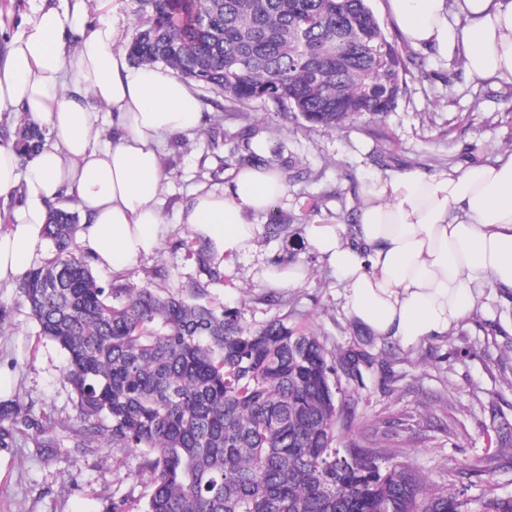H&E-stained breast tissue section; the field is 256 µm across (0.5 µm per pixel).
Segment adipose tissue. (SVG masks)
Listing matches in <instances>:
<instances>
[{
    "label": "adipose tissue",
    "instance_id": "adipose-tissue-1",
    "mask_svg": "<svg viewBox=\"0 0 512 512\" xmlns=\"http://www.w3.org/2000/svg\"><path fill=\"white\" fill-rule=\"evenodd\" d=\"M388 0L403 39L445 54L462 49L473 77L512 82V0ZM119 19L90 22L85 0L60 11L40 0L0 54V112H20L52 134L21 163L0 143V198L18 196L0 229V283L29 270L48 212L69 197L81 217L77 242L119 270L154 254L169 226L158 208L167 136L200 126L189 84L129 61ZM112 111L99 144L95 108ZM285 189L261 164L237 170L223 193L195 195L192 236L225 260L251 253L265 227L253 223ZM305 237L343 286L347 314L378 340L405 347L447 337L471 317L481 288L512 292V154L437 175L398 174L372 186L354 225L310 224Z\"/></svg>",
    "mask_w": 512,
    "mask_h": 512
}]
</instances>
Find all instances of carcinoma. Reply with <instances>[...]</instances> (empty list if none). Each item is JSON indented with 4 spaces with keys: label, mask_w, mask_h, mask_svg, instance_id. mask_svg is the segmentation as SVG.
Here are the masks:
<instances>
[{
    "label": "carcinoma",
    "mask_w": 512,
    "mask_h": 512,
    "mask_svg": "<svg viewBox=\"0 0 512 512\" xmlns=\"http://www.w3.org/2000/svg\"><path fill=\"white\" fill-rule=\"evenodd\" d=\"M137 64L163 63L232 104L271 100L314 125L341 128L392 111L407 60L368 0H137ZM44 133L25 124L15 148ZM78 215L51 212L55 257L20 293L40 335L65 351L73 420L32 421L0 403V451L33 431L40 448L66 433L140 452L151 493L142 512H512L492 485L477 499L430 489L370 441L341 449L336 424L354 396L335 377L361 353L274 318L259 328L232 312L150 288L100 287L76 242Z\"/></svg>",
    "instance_id": "carcinoma-1"
}]
</instances>
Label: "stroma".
Returning <instances> with one entry per match:
<instances>
[{"instance_id": "1", "label": "stroma", "mask_w": 512, "mask_h": 512, "mask_svg": "<svg viewBox=\"0 0 512 512\" xmlns=\"http://www.w3.org/2000/svg\"><path fill=\"white\" fill-rule=\"evenodd\" d=\"M387 38L414 63L408 90L383 118L342 128L313 126L291 118L270 101L234 105L200 84L192 91L203 114L201 127L167 137L159 208L171 230L161 248L120 271L93 266L99 285L148 287L190 297L216 311H236L241 323L258 328L273 318L316 334L328 348L354 347L370 358L355 395L353 423L338 430L339 444L372 439L388 456L409 463L429 484L478 498L483 471L500 494H512V447L492 450L498 434L512 432V294L485 288L472 317L447 337L406 348L379 341L348 318L342 286L304 237L308 224H340L356 215L373 184L397 173L428 175L480 165L512 151V83L470 76L460 52L410 49L400 36L387 0H369ZM251 129L266 144L263 164L280 171L286 191L274 215L290 223L288 236L259 238L252 255L235 260L231 274L211 281L208 267L181 243L191 232L184 213L195 193L223 192L241 168ZM304 264L297 287L262 284L260 265ZM284 298L269 304L268 293ZM0 309L10 314L0 335V401H19L35 419L76 416L74 394L64 374L66 356L39 334L15 283L0 284ZM151 491L138 453L92 444L75 447L60 437L40 448L32 435L19 436L12 452H0V512H112L126 497L145 503Z\"/></svg>"}]
</instances>
